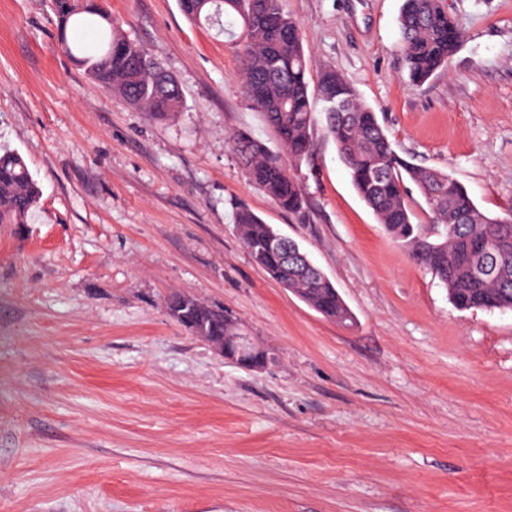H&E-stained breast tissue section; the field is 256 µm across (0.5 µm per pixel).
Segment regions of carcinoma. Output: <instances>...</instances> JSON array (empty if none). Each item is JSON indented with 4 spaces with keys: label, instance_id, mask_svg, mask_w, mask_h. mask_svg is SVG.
Returning <instances> with one entry per match:
<instances>
[{
    "label": "carcinoma",
    "instance_id": "cac0c4a2",
    "mask_svg": "<svg viewBox=\"0 0 512 512\" xmlns=\"http://www.w3.org/2000/svg\"><path fill=\"white\" fill-rule=\"evenodd\" d=\"M191 21L204 20L218 33L244 35L242 84L246 97L273 128L279 150L245 134L234 149L249 181L291 213L305 207L301 184L288 173L285 160L310 156L315 114L325 117V134L334 142L351 183L389 236L430 270L448 289L459 310L512 309V213L491 217L478 208L467 189L450 174L411 163L394 149L376 113L336 70L322 71L310 88L301 26L284 8V0H179ZM59 43L100 86L129 104L164 121L183 109L177 88L161 89V62L141 55L140 45L112 23L99 0H51ZM96 18L98 47L90 52L69 41L68 32L90 27ZM399 49L411 86H420L446 66L462 42V32L444 0H404L399 19ZM423 197L430 224L415 222L406 183ZM41 191L18 154L0 151V224L22 230L39 208ZM234 224L253 263L324 317L340 324L353 316L332 282L301 261H287L267 248L275 233L253 211L239 207ZM169 316L192 335L221 344L238 324L224 310L194 296L172 292Z\"/></svg>",
    "mask_w": 512,
    "mask_h": 512
}]
</instances>
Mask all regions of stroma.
<instances>
[{
    "mask_svg": "<svg viewBox=\"0 0 512 512\" xmlns=\"http://www.w3.org/2000/svg\"><path fill=\"white\" fill-rule=\"evenodd\" d=\"M404 0H285L310 82L335 69L396 151L512 206V0H446L464 38L408 86ZM179 86L155 121L75 66L49 0H0V148L41 189L0 224V512H512V310H457L316 130L299 213L233 151L278 143L239 45L178 0H100ZM244 206L297 241L353 314L324 318L248 257ZM235 318L249 369L176 324L170 291Z\"/></svg>",
    "mask_w": 512,
    "mask_h": 512,
    "instance_id": "obj_1",
    "label": "stroma"
}]
</instances>
